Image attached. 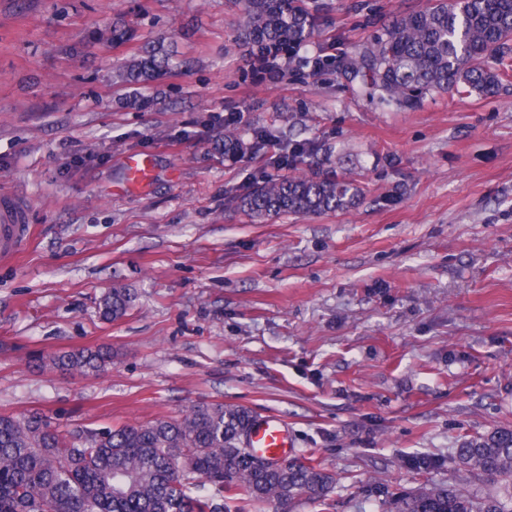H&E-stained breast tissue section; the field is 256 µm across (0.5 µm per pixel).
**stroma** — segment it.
<instances>
[{
  "mask_svg": "<svg viewBox=\"0 0 512 512\" xmlns=\"http://www.w3.org/2000/svg\"><path fill=\"white\" fill-rule=\"evenodd\" d=\"M326 2L317 46L339 56L425 0ZM117 17L131 38L99 44ZM244 21L241 0H0V199L30 226L0 259V414L85 430L238 405L335 474L332 512H365L377 487L490 491L411 461L512 429V82L386 107L332 73L254 64ZM158 37L181 65L126 108L112 68ZM230 110L315 140L298 174L328 160L360 204L263 223L228 206L268 169L225 160ZM132 156L153 167L137 193L121 189ZM115 284L136 302L107 323ZM82 348L111 365L34 361ZM39 359L42 364L60 371L88 375L104 372L110 365L112 356L108 351L98 348L59 352Z\"/></svg>",
  "mask_w": 512,
  "mask_h": 512,
  "instance_id": "obj_1",
  "label": "stroma"
}]
</instances>
